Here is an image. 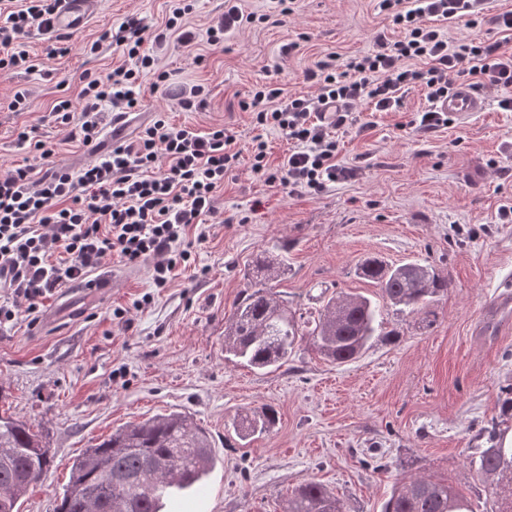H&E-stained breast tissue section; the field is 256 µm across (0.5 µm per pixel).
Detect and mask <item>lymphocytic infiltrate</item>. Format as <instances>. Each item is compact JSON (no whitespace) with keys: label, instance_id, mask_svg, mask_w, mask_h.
<instances>
[{"label":"lymphocytic infiltrate","instance_id":"1","mask_svg":"<svg viewBox=\"0 0 512 512\" xmlns=\"http://www.w3.org/2000/svg\"><path fill=\"white\" fill-rule=\"evenodd\" d=\"M58 0H0V70H35L22 39L46 25ZM400 35H378L372 51L347 59L331 53L305 73L316 97L285 95L282 88L255 89L243 109L255 125L282 133L292 148L281 164L270 165L261 135L252 140L254 173L289 193L317 195L352 177L338 160V130L354 125L360 106L398 112L406 90L421 87L429 102L447 96L460 80L477 90L500 91L499 106L512 111V11L485 15V0H379ZM476 27L491 21L496 39H450L445 21ZM147 27L127 18L117 32H104L127 56L105 76L81 74L77 98L52 107L56 123L70 127L83 145L99 137L103 109L115 117L137 111L144 81L168 78L143 45ZM235 137L213 128L199 135L189 127L156 117L133 141L113 145L100 162L74 171L39 170L30 161L0 175V327L19 311L38 313L47 297L85 278L103 261L151 265L155 287L188 263L190 230L216 215V195L236 167Z\"/></svg>","mask_w":512,"mask_h":512}]
</instances>
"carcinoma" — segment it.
<instances>
[{"label": "carcinoma", "instance_id": "1", "mask_svg": "<svg viewBox=\"0 0 512 512\" xmlns=\"http://www.w3.org/2000/svg\"><path fill=\"white\" fill-rule=\"evenodd\" d=\"M288 274V264L267 250L245 273L246 288L224 328V352L256 370L288 362L296 341L312 338L318 354L336 364L358 358L384 330L389 309L421 314L448 293V279L417 260L399 265L378 256L364 258L356 275L377 283L381 299L332 296L317 318L298 322L288 301L272 292ZM271 409L239 417L237 435L247 439L275 425ZM487 447L476 449L471 463L489 481L490 512H512V447L491 429ZM54 462L43 436L26 421L0 414V512H20V501ZM216 463L209 434L193 418L172 411L119 428L86 449L70 467V480L56 512H163L166 497L155 488L184 491L201 483ZM283 512H346L342 500L322 484L305 480L294 489ZM382 512H474L471 503L445 480L419 476L393 489Z\"/></svg>", "mask_w": 512, "mask_h": 512}]
</instances>
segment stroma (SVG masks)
Segmentation results:
<instances>
[{
	"label": "stroma",
	"instance_id": "35a3bbf8",
	"mask_svg": "<svg viewBox=\"0 0 512 512\" xmlns=\"http://www.w3.org/2000/svg\"><path fill=\"white\" fill-rule=\"evenodd\" d=\"M169 7L168 0H104L66 55H47L46 36L26 37L36 71H0V174L27 156L17 143L27 126L53 151L45 167L97 163L111 139L90 151L69 140L51 109L60 96H77L81 73L125 63L120 47L101 41L103 32L131 15L163 26ZM224 11L225 0H197L182 39L147 41L169 78L142 85V106L122 137L133 139L159 112L201 134L227 128L241 156L217 194L225 222L204 224L205 240L169 287L154 286L148 264L108 260L102 271L121 280L106 301L82 304L80 314L60 316L47 330L24 314L0 329V409L32 424L55 455L21 512H54L73 458L118 428L171 411L190 414L208 432L218 459L202 492L180 498L178 512H282L308 478L347 512H381L394 484L419 475L448 481L485 512L486 482L470 459L485 430L512 433V327L483 336L474 329L512 274V223L499 218L502 205L512 206V181L498 173L512 167V111L499 108L490 88L486 111L469 124L420 136L408 123L429 103L411 90L403 111L362 110L366 130L340 134L339 159L356 168L355 178L317 195H288L252 172L258 132L241 101L269 82L314 94L304 72L316 61L370 52L377 33L399 31L377 0H300L278 22L244 21L210 44L206 32L223 25ZM95 41L98 51L83 53ZM198 87L206 106L183 111L181 98ZM20 89L28 107L14 112L8 104ZM241 214L249 223H230ZM264 250L287 259L275 290L299 315L317 313L327 295H379L355 274L370 255L432 264L447 276L448 292L428 318L389 313L390 340L373 342L352 362L330 363L305 339L285 365L258 371L226 359L224 327ZM146 294L153 300L144 306ZM263 407L275 410V425L240 439L234 419Z\"/></svg>",
	"mask_w": 512,
	"mask_h": 512
}]
</instances>
